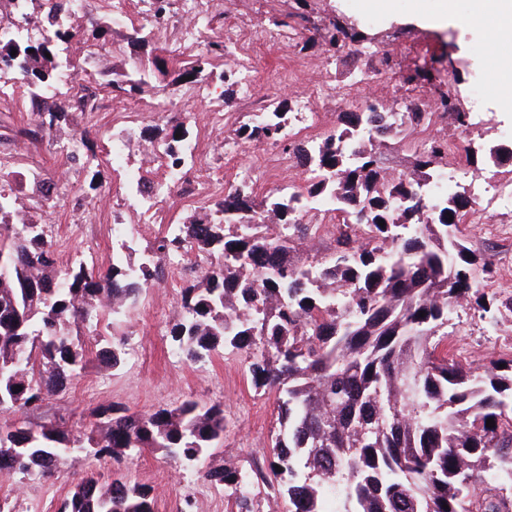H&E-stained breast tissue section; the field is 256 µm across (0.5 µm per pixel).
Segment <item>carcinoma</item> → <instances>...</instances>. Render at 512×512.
Returning a JSON list of instances; mask_svg holds the SVG:
<instances>
[{"mask_svg":"<svg viewBox=\"0 0 512 512\" xmlns=\"http://www.w3.org/2000/svg\"><path fill=\"white\" fill-rule=\"evenodd\" d=\"M8 2L0 22L16 33L0 41L10 70L0 88L27 86L32 129L25 135L51 136L70 122L77 96L59 82L62 70L81 69L69 44L89 35L90 51L103 49L107 25L93 17L69 22L67 0H30L25 13ZM128 40L144 48L154 38L135 26ZM318 40L336 60L366 37L333 23L295 47L303 52ZM224 51L220 37L210 38L172 70L171 84L209 78L207 67ZM155 70L165 72V59L149 53L131 73L90 77L113 96L134 99ZM434 103L456 127L471 125L447 93ZM291 111V100L274 98L232 135L277 145ZM434 116L416 104L395 126L375 102L341 112L321 141L288 143L309 173L303 183L259 201L242 180L225 188L215 213L187 217L179 233L139 258L122 245L106 268L81 263L62 274L53 270L48 225L24 213L15 173L0 165V410L37 408L93 361L118 369L122 343L98 340L94 349L82 329L102 312L127 316L141 290L161 279V261L195 250L210 259L209 269L182 288L172 346L193 363L220 346L243 351L254 388L277 396L269 471L288 512H512V359H493L476 373L447 344L457 305H476L493 328L503 311L512 313V299L473 287L475 267L488 273L491 266L456 235L478 201L442 184L436 164L448 152L440 136L421 144L408 172L391 174L382 162L390 133L410 137ZM188 136L176 126L162 153L182 155ZM28 185L42 198L58 188L40 172ZM312 204L335 222L334 245L322 256L304 246L319 237L320 225L306 223ZM93 417L86 435L53 420L1 426L0 472L46 476L90 454L120 463L158 452L228 489L237 512H254L251 473L200 466L224 438L223 405L186 401L144 413L110 405ZM489 418L495 426H486ZM58 512L155 510L149 489L86 475Z\"/></svg>","mask_w":512,"mask_h":512,"instance_id":"carcinoma-1","label":"carcinoma"}]
</instances>
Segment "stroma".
<instances>
[{
    "label": "stroma",
    "mask_w": 512,
    "mask_h": 512,
    "mask_svg": "<svg viewBox=\"0 0 512 512\" xmlns=\"http://www.w3.org/2000/svg\"><path fill=\"white\" fill-rule=\"evenodd\" d=\"M231 2L239 25L257 33L270 27L274 17L299 11L317 25L324 26L333 20L368 35L391 57L390 71L371 77L364 90L365 97L382 105L396 101L407 109L417 104L421 89L403 84L402 75L418 68H435L440 58L451 57L461 79L448 82L446 88L455 95L463 111L476 116L474 125L456 130L457 145H488L512 139V96L504 94L506 82L493 60V23H486L480 32L452 23L445 27L425 25L422 16L436 12L439 0ZM127 11L126 18L110 22L109 38L115 50L106 66L117 71L136 66L140 53L128 45L127 36L132 27L151 21L145 0H130ZM288 60L300 61L305 68L289 87L278 78L279 65ZM322 61L321 47L300 53L287 41L271 50L256 51L250 66L262 96L294 100L307 90L308 70ZM366 62L363 54L350 50L337 62L335 81L322 90L317 102L327 126H334L341 108L336 98L337 87L342 86L346 73L363 68ZM473 85L481 86V98H472L469 88ZM203 87L208 94L198 97L189 88H169L167 78L156 73L138 97L139 112L111 110L115 98L110 95L106 98V110L93 113L88 119L73 112L70 125L64 126L56 137L37 141L16 135L18 129L29 123L31 104L27 89L16 88L13 102L0 104V156L6 165L23 175L37 169L60 181L59 193L52 203L32 208L36 219L51 226L57 269H66L76 261L108 266L112 261L111 225H146V232L134 241L135 248L143 250L164 235L168 225L181 223L191 212L214 209L222 199L221 194L215 193L200 203L176 191L160 203L155 214L147 215L129 207L128 170L143 169L145 176L155 183L166 180L167 175L163 167H145V154L138 144L132 145L123 167L99 165L96 147L105 143L112 127L137 132L148 125L169 130L185 124L191 136H206L211 163L230 184L235 181L231 166H252L256 156L270 152L266 143L242 144L233 160H226L224 143L230 133L224 127L208 125L207 116L226 110L242 111V99L237 94L224 99V85L216 79L207 80ZM162 101L167 103L168 110L160 114L156 107ZM96 171L104 185L100 194L89 188ZM459 231L468 247L492 263L491 274L476 273L477 287L498 298L511 299L512 208L495 205L480 209L460 225ZM181 315L179 289L162 283L145 289L122 321L113 325L108 318H100L95 333L84 336L88 342L97 333L124 340V364L120 369L88 366L64 392L46 397L38 409L21 415L0 410V426L21 417L33 423L61 418L74 427L88 422L91 412L102 406L147 412L193 399L223 404L227 422L223 441L210 450L205 464L245 471L266 465L279 428L275 394L255 390L244 354L220 348L197 364L178 356L172 348L169 329ZM448 342L461 352L468 366L485 369L490 359L512 357V315L493 330L474 307L455 308L449 316ZM117 470L128 481L150 490L156 512H236L233 499L223 487L203 481L195 468L176 466L163 455L148 451L120 464L106 456H90L48 476L18 475L0 481V500H8L13 512H58L61 500L85 473H95L106 481Z\"/></svg>",
    "instance_id": "stroma-1"
}]
</instances>
